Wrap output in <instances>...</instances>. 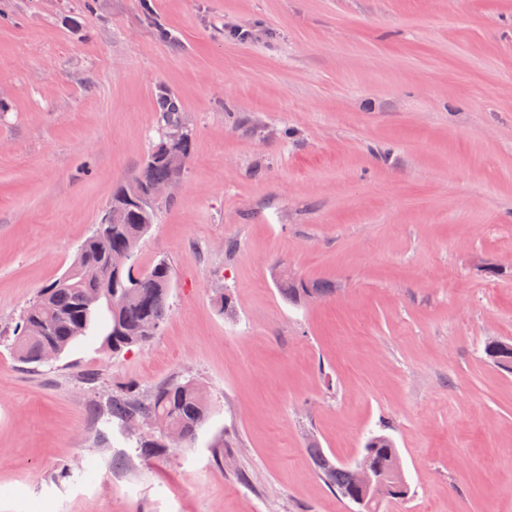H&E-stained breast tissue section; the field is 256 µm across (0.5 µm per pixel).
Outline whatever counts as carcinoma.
Instances as JSON below:
<instances>
[{"instance_id":"1","label":"carcinoma","mask_w":512,"mask_h":512,"mask_svg":"<svg viewBox=\"0 0 512 512\" xmlns=\"http://www.w3.org/2000/svg\"><path fill=\"white\" fill-rule=\"evenodd\" d=\"M161 134L175 126L187 125L175 94L161 88L156 97ZM153 158L142 165L129 181L116 186L110 205L124 203L125 191L135 189L139 203L127 205V222L113 224L107 232L93 234L80 245L72 266L58 279L43 288L28 304L13 328L11 349L16 357L28 364H41L42 351L51 345L56 356H61L74 345L92 335L103 336L104 345L112 352L151 341L169 312L168 298L172 284L170 263L160 258L142 270L125 252L136 248L155 221V205L148 201L152 185L171 179L177 170L169 166L166 156L152 150ZM95 263L105 270V279L99 284L82 281V268ZM278 291L289 304L297 305L308 296L326 298L333 293L331 285L320 282H295L283 275L277 280ZM127 294L126 303L112 308L109 297L112 290ZM512 341L503 346L488 342L485 353L499 369L512 373ZM110 416L121 425L147 418L162 420L177 437L172 447L192 442L209 416L208 403L199 387L190 379L171 380L149 392L129 387L112 395L108 401ZM146 457H158L168 452L163 439L141 437L137 442ZM365 448L374 449L375 463L383 470L401 476L399 455L393 439L386 434H373ZM311 464L324 482L342 498L354 501L357 481L352 467L344 465L324 449L311 442L307 447Z\"/></svg>"}]
</instances>
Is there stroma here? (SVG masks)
I'll use <instances>...</instances> for the list:
<instances>
[{
    "mask_svg": "<svg viewBox=\"0 0 512 512\" xmlns=\"http://www.w3.org/2000/svg\"><path fill=\"white\" fill-rule=\"evenodd\" d=\"M162 87L194 131L136 252L171 264L165 321L20 362L15 323L158 142ZM279 270L336 291L289 305ZM499 338L512 0H0V512H359L306 448L350 464L374 433L408 487L380 512H512ZM177 378L210 418L143 457L151 427L105 405Z\"/></svg>",
    "mask_w": 512,
    "mask_h": 512,
    "instance_id": "obj_1",
    "label": "stroma"
}]
</instances>
